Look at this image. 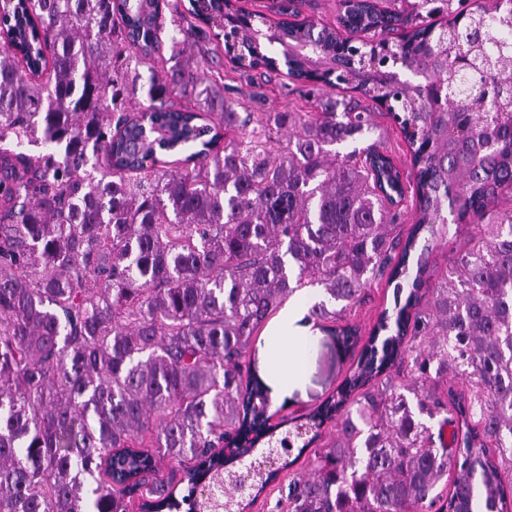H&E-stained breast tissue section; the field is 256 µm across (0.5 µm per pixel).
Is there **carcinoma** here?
<instances>
[{"mask_svg": "<svg viewBox=\"0 0 512 512\" xmlns=\"http://www.w3.org/2000/svg\"><path fill=\"white\" fill-rule=\"evenodd\" d=\"M389 4L338 0L336 25L315 30L279 22L283 61L260 18L209 0L244 70L388 107L412 165L404 238L391 157L377 141L339 150L371 131L359 103L240 115L185 55L198 13L166 0L3 7L0 512H129L135 497L172 512L167 463L192 492L231 471L225 442L306 448L327 423L314 475L279 489L288 512H512V0L461 22L453 0ZM132 59L150 72L135 113ZM450 235L471 246L432 285ZM383 278L395 307L363 341L344 319ZM306 287L323 295L310 316L363 345L305 416L310 434L279 437L244 357Z\"/></svg>", "mask_w": 512, "mask_h": 512, "instance_id": "carcinoma-1", "label": "carcinoma"}]
</instances>
